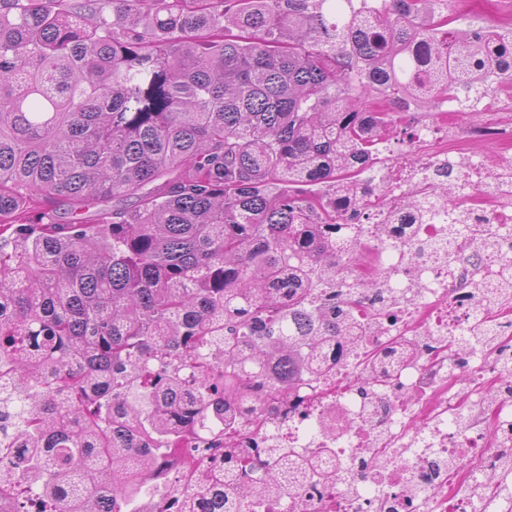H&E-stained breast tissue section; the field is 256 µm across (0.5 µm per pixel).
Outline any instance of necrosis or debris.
I'll return each instance as SVG.
<instances>
[{"mask_svg":"<svg viewBox=\"0 0 512 512\" xmlns=\"http://www.w3.org/2000/svg\"><path fill=\"white\" fill-rule=\"evenodd\" d=\"M434 134L426 123L412 128L398 172L378 178L386 205L362 216V224L389 226L376 259L379 284L360 296L364 339L337 337L335 362L281 393L272 411L251 401L236 406L244 428L230 448L250 454L254 476L273 448L321 468L283 470L279 489L242 512H472L464 486L512 457V318L493 317L487 302L493 287L512 284V170L420 151ZM419 182L455 185L456 205L437 197L423 207L404 204ZM452 223L493 228L495 241L474 259L449 264ZM490 318L493 343L460 355L455 340ZM364 361L375 383L360 378ZM168 466L176 479H154L141 512H208L223 452L189 465L175 451Z\"/></svg>","mask_w":512,"mask_h":512,"instance_id":"4bbe7bcc","label":"necrosis or debris"}]
</instances>
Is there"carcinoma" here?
Listing matches in <instances>:
<instances>
[{
	"label": "carcinoma",
	"instance_id": "carcinoma-1",
	"mask_svg": "<svg viewBox=\"0 0 512 512\" xmlns=\"http://www.w3.org/2000/svg\"><path fill=\"white\" fill-rule=\"evenodd\" d=\"M490 44L437 0H0V512H124L357 335L343 217L398 120L368 101L462 96Z\"/></svg>",
	"mask_w": 512,
	"mask_h": 512
}]
</instances>
